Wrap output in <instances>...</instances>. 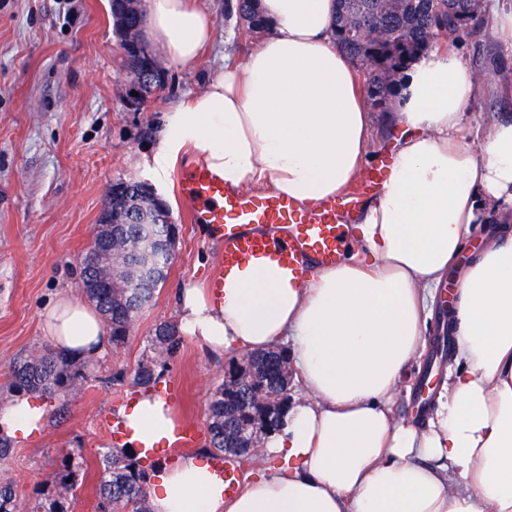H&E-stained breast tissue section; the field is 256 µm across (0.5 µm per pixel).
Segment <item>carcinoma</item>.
I'll return each mask as SVG.
<instances>
[{
    "instance_id": "obj_1",
    "label": "carcinoma",
    "mask_w": 512,
    "mask_h": 512,
    "mask_svg": "<svg viewBox=\"0 0 512 512\" xmlns=\"http://www.w3.org/2000/svg\"><path fill=\"white\" fill-rule=\"evenodd\" d=\"M144 0H112V15L118 36H124L136 9L131 3ZM257 0H226L227 15L239 18L228 33L238 40L256 37L267 30L258 12ZM483 0H337L333 38L340 50L363 74L367 102L380 112L391 111V100L404 70L419 54L434 46L450 48L476 33ZM122 66L130 86L148 91L144 83L163 72L157 61L127 50ZM125 211L133 213L134 224L126 225L114 244L110 258L99 266L80 261L82 280H105L112 288H89L86 298L95 304L112 333V345L123 346L138 314L153 300L156 288H139L130 268L132 255L142 246L139 221L152 210L142 183L126 182ZM181 339L171 323L155 329L150 360L138 365L133 383L149 387L155 371L163 368L179 350ZM244 371L230 370L215 387L208 404L207 434L210 453L242 461L254 460L249 449L262 437L284 425L288 411V351L274 348L250 353ZM86 376L80 361L52 349L26 355L14 366L9 392L60 396L78 394ZM275 397L279 419L268 424L254 404L260 396ZM75 453H61L51 480L52 492L33 504L30 512H71L77 488ZM20 507L14 483L0 477V512H17ZM97 512H152L147 475L135 454L125 448H108L101 453Z\"/></svg>"
}]
</instances>
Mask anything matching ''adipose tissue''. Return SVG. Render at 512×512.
Returning <instances> with one entry per match:
<instances>
[{
  "instance_id": "obj_1",
  "label": "adipose tissue",
  "mask_w": 512,
  "mask_h": 512,
  "mask_svg": "<svg viewBox=\"0 0 512 512\" xmlns=\"http://www.w3.org/2000/svg\"><path fill=\"white\" fill-rule=\"evenodd\" d=\"M335 7L259 0L267 32L172 112L164 151L194 143L229 189L306 207L341 193L364 164L370 130L353 65L333 42ZM145 31L189 68L213 22L189 0H147ZM478 88L466 62L439 48L409 65L390 114L394 156L352 228L354 253L301 284L273 266L242 270L218 305L206 289L183 290L180 332L216 353L292 338L300 392L236 495L187 455L152 487L153 512H512V225L469 247L487 208L512 213V121L491 122L471 144L465 109ZM464 254L448 381L416 423L397 415L396 398L424 347L434 290ZM40 326L55 350L88 363L110 344L94 306L70 294L44 307ZM42 417L30 396L14 395L0 403V432L22 440ZM119 418L127 447L172 437V409L156 393Z\"/></svg>"
}]
</instances>
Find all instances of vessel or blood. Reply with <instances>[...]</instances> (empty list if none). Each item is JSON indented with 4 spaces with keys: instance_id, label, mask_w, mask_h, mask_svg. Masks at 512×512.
Instances as JSON below:
<instances>
[{
    "instance_id": "b4317fda",
    "label": "vessel or blood",
    "mask_w": 512,
    "mask_h": 512,
    "mask_svg": "<svg viewBox=\"0 0 512 512\" xmlns=\"http://www.w3.org/2000/svg\"><path fill=\"white\" fill-rule=\"evenodd\" d=\"M382 180V167L372 168L356 190L304 208L282 194L227 189L223 178L203 165L181 171L177 190L191 223L204 225L221 246L209 280L212 301L221 302L225 282L247 268L274 266L298 282L310 265H336L349 246L350 224L356 221L365 197L378 193ZM211 464L224 480L225 495L235 494L236 462L220 455Z\"/></svg>"
}]
</instances>
